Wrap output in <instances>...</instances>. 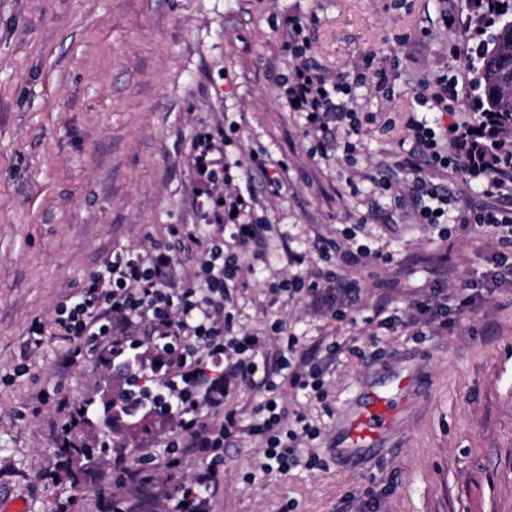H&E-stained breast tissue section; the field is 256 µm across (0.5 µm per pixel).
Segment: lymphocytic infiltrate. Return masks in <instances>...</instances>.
Returning <instances> with one entry per match:
<instances>
[{
	"instance_id": "1",
	"label": "lymphocytic infiltrate",
	"mask_w": 512,
	"mask_h": 512,
	"mask_svg": "<svg viewBox=\"0 0 512 512\" xmlns=\"http://www.w3.org/2000/svg\"><path fill=\"white\" fill-rule=\"evenodd\" d=\"M499 0H466L465 11L444 13L443 22L464 30L471 65H478L481 42L487 37ZM307 20L302 16L285 19V45L295 63L284 89L292 109L301 114L307 128L330 133L339 119L337 95L352 92L353 83H370L375 90L390 82L385 70L358 74L355 82L346 77H328L310 56L304 37ZM482 119L453 122L435 129L426 122L409 119L406 128L416 145L399 162L410 178L409 194L395 193L396 207H412L422 224L440 220L434 207L441 195L434 182L446 172L480 178L486 205L477 209L458 208L452 221L489 229L503 250L497 256L500 267L512 264V174L497 159L481 152ZM224 142L219 129L204 128L193 140L192 167L205 187L208 220L192 225L186 237L200 249L199 267L190 277L174 274L170 250L136 251L117 249L102 269L94 272L83 288L57 307V315L72 338L65 358L74 364L97 351H109L114 362H127L136 373L153 383L146 400L164 407L168 417L178 421V435L169 439L162 453L166 465L190 450L203 454L201 467L190 484L176 487L166 499L165 512H210L211 499L224 474V448L241 436L263 447L261 470L278 467L288 471L298 462L299 436L285 428L287 409L279 408L272 396L276 379L287 374L291 387L321 391L322 364L301 355L287 365H269L264 359L270 339L295 349L281 320L265 321L263 328L244 332L236 328L227 305L235 291L246 289L254 264L263 260V248L274 226L267 205L256 195L238 192L229 166L224 162ZM424 163H417V156ZM335 261V270L315 269L273 283L271 296L279 293L302 295L314 309L342 320L352 314L361 300L357 283H343L346 269L383 261V254L364 248L344 246L334 239L316 238L311 253L288 251V263L303 266L309 254ZM145 331L146 340L129 336L114 339L115 324ZM150 344L151 358L139 355ZM258 389L262 397L252 408V419L243 422L232 404L236 388Z\"/></svg>"
}]
</instances>
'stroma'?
<instances>
[{"label": "stroma", "mask_w": 512, "mask_h": 512, "mask_svg": "<svg viewBox=\"0 0 512 512\" xmlns=\"http://www.w3.org/2000/svg\"><path fill=\"white\" fill-rule=\"evenodd\" d=\"M458 0H0V500L24 512H112L123 500L111 462L82 488L46 472L61 464L59 417L41 393L61 387L95 396L109 368L96 357L67 367L72 340L56 307L125 247L167 245L169 225L199 223L191 143L203 127L233 128L227 164L257 150L286 164L281 195L267 198L278 229L234 313L261 328L268 282L295 275L286 249L355 227L353 246L389 255L350 269L362 301L335 321L299 300L274 312L299 352L327 365L324 399L281 387L288 427L301 435L288 472L258 469L250 438L224 450L213 512H336L346 495L371 491L377 512H512V276L484 288L499 246L476 225L419 224L381 192L405 190L396 167L408 153L410 117L436 128L469 111L420 105L443 70L472 91L464 36L441 21ZM309 17L311 59L328 76H354L364 61L390 76L386 92L360 86L339 111L372 115L353 159L290 111L280 81L292 58L279 26ZM358 193H351L350 183ZM446 288L448 326L415 331L414 302ZM476 301L459 307V289ZM387 301L404 326L371 323ZM42 344L26 350L32 321ZM393 404L380 443L346 453L351 420L370 393ZM313 435H304V428Z\"/></svg>", "instance_id": "35a3bbf8"}]
</instances>
